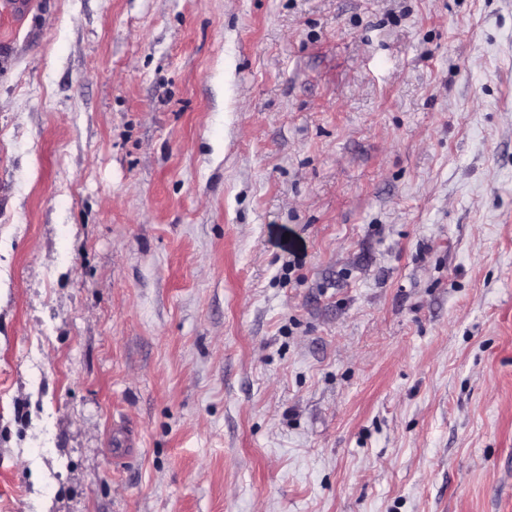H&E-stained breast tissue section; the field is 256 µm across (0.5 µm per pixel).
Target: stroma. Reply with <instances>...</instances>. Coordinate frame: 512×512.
Instances as JSON below:
<instances>
[{
  "label": "stroma",
  "instance_id": "35a3bbf8",
  "mask_svg": "<svg viewBox=\"0 0 512 512\" xmlns=\"http://www.w3.org/2000/svg\"><path fill=\"white\" fill-rule=\"evenodd\" d=\"M0 512H512V0H0Z\"/></svg>",
  "mask_w": 512,
  "mask_h": 512
}]
</instances>
